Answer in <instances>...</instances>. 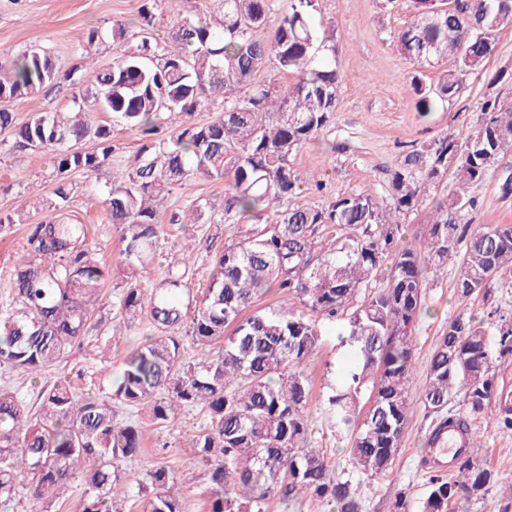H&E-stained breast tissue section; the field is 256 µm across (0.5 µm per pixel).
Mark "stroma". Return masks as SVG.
I'll use <instances>...</instances> for the list:
<instances>
[{
	"instance_id": "stroma-1",
	"label": "stroma",
	"mask_w": 512,
	"mask_h": 512,
	"mask_svg": "<svg viewBox=\"0 0 512 512\" xmlns=\"http://www.w3.org/2000/svg\"><path fill=\"white\" fill-rule=\"evenodd\" d=\"M138 0H0V59L10 60L24 51L43 49L67 71L79 63L77 45L87 29H97V53L109 62L121 53L113 44L110 30L114 21L134 17ZM325 26L336 34V60L343 78V92L330 124L314 140L291 156L300 178L315 175L325 184L323 191H304L302 199L326 205L336 198L357 192L384 197L388 172L398 157L412 144L432 141L457 129L473 128L480 120L479 106L486 95L499 96L512 103V82L495 81L496 72L512 73V31L500 34L489 63L466 77L465 88L452 103L420 112L410 88L414 68L396 46L393 34L410 24L417 15L415 0H323ZM77 87L60 84L50 91L10 102L17 122L24 123L39 112H59L77 94ZM112 162L95 173L69 172V181L78 183L81 194L70 202L73 220L85 224L88 242L98 244V259L111 271L103 297L94 307L92 327L72 356L37 374L0 366V389L16 392L26 408L36 407L41 389L63 384L78 397L93 396L111 404L120 421H130L141 431L143 448L135 467L121 468L120 482L126 497L118 501L119 512H143L149 471L158 465L174 471L178 481L175 493L185 512H205L203 491L209 467L195 453L193 442L206 424L201 408L186 409L171 423L153 420L149 407H130L114 401L112 385L121 372L126 355L148 338V318H121L117 302L128 270L124 262L121 231L110 224L102 205H87L85 194L104 193L112 182L114 168L134 164L142 146L136 131L111 121ZM512 156L479 187L478 206L466 215L472 227L486 224H512V192L502 184ZM57 183L52 156L47 152L17 151L11 143H0V212L17 216L11 229L0 233V313L10 303V270L15 257L26 245L31 224L41 216L34 209L35 199L51 198ZM198 203L211 214L207 224H173L169 218L190 203ZM160 212L164 219L156 255L137 277L145 292H152L169 268L179 266L182 246L192 241L193 261L189 278L180 294L183 306L194 307L210 278L214 258L230 239V230L221 216L224 184L192 179L166 195ZM492 304L512 311V271L500 274L494 285ZM488 303V304H491ZM487 303L474 297L458 300L454 294V268L446 266L430 277L424 309L413 326L415 358L420 367L410 386L415 398L414 412L403 435L400 453L392 471L381 477L352 473L347 441L331 431L323 414L330 386L352 363L353 355L345 342L341 322L321 321V344L310 356L304 373L310 384L308 413L312 425L308 445L321 449L333 468L351 472L362 501V512H389L398 491H405L413 507H420L428 486L424 464L428 456L427 437L434 417L419 403L428 363L449 321L460 314L483 315ZM479 437L471 449L477 467L494 471L499 479L483 497L450 504L449 512H502L507 501L501 483H512V432L496 429L491 418L475 420ZM85 487L71 483L62 499L47 503L34 499L27 489L0 502V512H75Z\"/></svg>"
}]
</instances>
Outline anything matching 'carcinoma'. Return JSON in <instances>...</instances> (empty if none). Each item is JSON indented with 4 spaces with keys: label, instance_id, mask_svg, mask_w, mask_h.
I'll list each match as a JSON object with an SVG mask.
<instances>
[{
    "label": "carcinoma",
    "instance_id": "1",
    "mask_svg": "<svg viewBox=\"0 0 512 512\" xmlns=\"http://www.w3.org/2000/svg\"><path fill=\"white\" fill-rule=\"evenodd\" d=\"M418 18L396 35L397 47L415 67L444 64L435 83L417 77V106L429 112L459 98L464 78L489 62L496 39L512 29V0H416ZM218 27L178 13L170 44L150 40L157 0H139L141 42L108 63L96 61L98 31L78 44L82 64L61 71L50 53L23 52L0 64V101L50 90L65 81L80 87L67 112H41L18 124L0 107V132L13 148L55 152L57 173H94L109 164L111 136L101 114L120 118L144 143L136 162L112 178L104 200L109 223L125 242L130 271L119 312L146 315L154 334L123 360L116 399L150 407L165 423L179 406L201 407L209 424L197 435L196 454L210 466L208 512H264L266 501L303 495L332 512H361L350 478L336 473L320 451L307 447L309 383L304 367L320 330L311 315L347 320V343L356 362L327 399L329 426L350 437L349 459L358 471L380 476L392 469L409 423V388L415 370L412 324L421 309L428 274L455 265L458 298L491 296L495 277L512 269V224L479 229L464 222L476 207L475 189L512 153V107L496 96L480 103L473 129L414 144L388 177V199L362 193L326 207L299 201L302 181L292 151L331 122L342 93L334 30L318 23L322 0H290L277 13L275 0H220ZM113 44L135 34L112 24ZM275 68L274 78L255 82ZM84 70L85 77H76ZM220 101L206 123L198 108ZM184 114L182 126L162 134V114ZM92 141L100 150L73 147ZM451 197L433 203L427 236L399 242L400 217L416 210L445 177ZM224 181L222 220L230 243L216 256L211 280L186 318L176 301L185 272L168 269L147 295L137 272L155 254L161 224H204V207L191 204L163 220L161 197L190 178ZM77 184L60 181L45 200V216L32 225L24 254L12 267L11 302L0 317V365L37 374L73 352L88 332L91 307L106 280L103 263L86 244V228L70 222L68 204ZM254 220L242 225L243 216ZM384 286L360 298L377 276ZM299 300L278 309L246 310L270 288ZM189 321L195 344L209 349L198 363L183 361L175 330ZM512 361V313L459 315L448 323L425 369L420 401L435 416L428 443L454 428L473 436V421L489 416L512 430V392L498 386L495 363ZM462 398V408L452 403ZM141 433L120 422L112 406L94 397L76 399L55 385L30 411L0 390V500L21 485L33 498L53 499L79 481L80 512H117L118 467L140 458ZM430 468L422 512H448V503L471 499L497 484L489 469L472 465L461 449L448 469ZM153 494L145 512H184L171 492L176 476L164 466L149 471Z\"/></svg>",
    "mask_w": 512,
    "mask_h": 512
}]
</instances>
